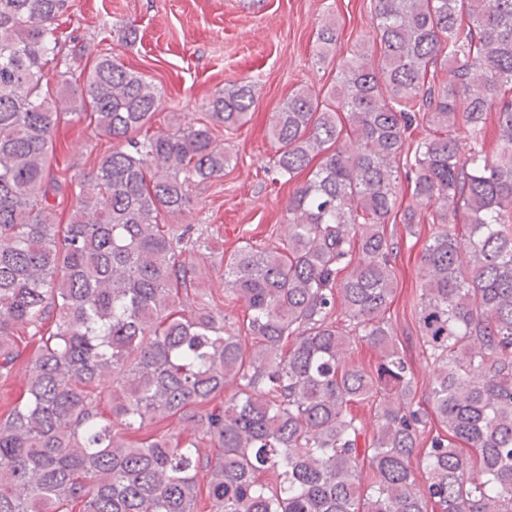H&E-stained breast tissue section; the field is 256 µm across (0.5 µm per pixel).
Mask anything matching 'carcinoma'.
Wrapping results in <instances>:
<instances>
[{
  "label": "carcinoma",
  "mask_w": 512,
  "mask_h": 512,
  "mask_svg": "<svg viewBox=\"0 0 512 512\" xmlns=\"http://www.w3.org/2000/svg\"><path fill=\"white\" fill-rule=\"evenodd\" d=\"M372 5L375 51L356 49L331 98L302 89L271 117L276 175L304 180L284 238L224 265L246 312L232 321L176 309L210 243L171 220L193 184L224 176L211 126L244 122L251 85L152 133L162 92L112 54L64 79L69 0H0V380L16 333L33 346L25 394L0 416V512H195L202 469L210 512H512V0ZM51 71L118 142L64 181ZM425 219L417 323L433 374L414 404L386 317L402 240L385 226L412 237ZM360 342L371 370L348 361ZM162 419L180 430L142 434Z\"/></svg>",
  "instance_id": "obj_1"
}]
</instances>
